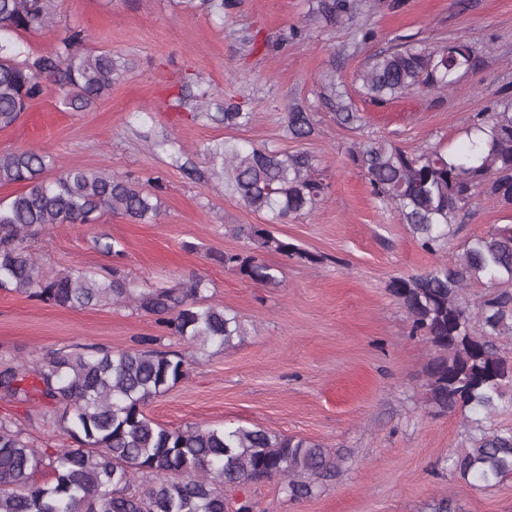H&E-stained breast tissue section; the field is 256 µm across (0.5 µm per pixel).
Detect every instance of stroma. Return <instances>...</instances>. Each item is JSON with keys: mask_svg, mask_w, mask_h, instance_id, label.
<instances>
[{"mask_svg": "<svg viewBox=\"0 0 512 512\" xmlns=\"http://www.w3.org/2000/svg\"><path fill=\"white\" fill-rule=\"evenodd\" d=\"M230 2L218 24L202 11L183 10L178 0H59L53 30L21 37L33 55L77 28L85 32L79 51L109 50L130 68L108 98L80 112L65 108L57 87L49 86L14 126L0 129V153L34 148L65 167L159 178L157 223L108 214L95 224H57L32 242L33 260L52 273L76 266L103 275L118 266L148 286L202 276L208 301L240 317L243 340L195 349L161 336L153 317L130 307L75 311L0 290V357L33 362L63 346L117 350L157 335L164 349L188 359L189 369L148 404L155 421L173 428L259 425L336 452V476L315 496L289 499L273 479L228 491L230 512L245 500L252 512H429L442 499L464 512H512V477L476 488L447 469L448 455L462 447L478 416L425 406L433 349L412 335L406 310L388 288L393 277L456 262L468 239L512 222V212L477 200L464 223L453 225L447 247L432 255L395 212L376 203L347 157L366 136L412 149L466 145L472 116L490 101L512 97V0H387L362 17L371 33L365 41L340 25L310 23L312 0ZM397 40L466 42L481 53L476 69L443 96L369 101L356 75L369 54ZM330 68L364 117L360 131L339 127L319 97L316 79ZM193 80L209 90L212 111L238 102L251 113L250 125L231 128L174 110L173 97ZM291 102L313 113L310 137L286 135ZM161 130L192 152L196 176L148 149L143 133ZM223 139L308 152L329 185L313 214L273 227L322 257L311 265L268 256L282 270L279 287H261L208 259L245 247L233 226L265 221L199 180L208 168L202 145ZM109 239L121 241L123 257L101 251L100 242ZM44 413L0 399V416L23 420L37 444L66 443Z\"/></svg>", "mask_w": 512, "mask_h": 512, "instance_id": "stroma-1", "label": "stroma"}]
</instances>
